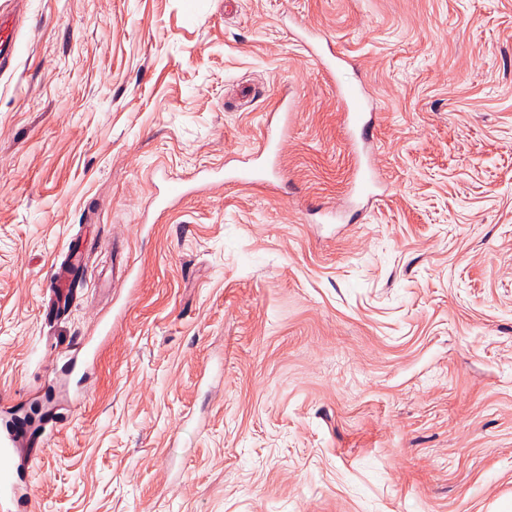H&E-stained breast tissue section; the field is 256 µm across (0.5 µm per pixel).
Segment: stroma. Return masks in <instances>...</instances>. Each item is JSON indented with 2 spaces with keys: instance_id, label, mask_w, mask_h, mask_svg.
Instances as JSON below:
<instances>
[{
  "instance_id": "obj_1",
  "label": "stroma",
  "mask_w": 512,
  "mask_h": 512,
  "mask_svg": "<svg viewBox=\"0 0 512 512\" xmlns=\"http://www.w3.org/2000/svg\"><path fill=\"white\" fill-rule=\"evenodd\" d=\"M282 99L283 175L225 184ZM105 323L77 394L57 356ZM1 398L22 512H512V0H23ZM299 29L297 42L300 49L308 59L316 61L331 78H334L336 69L344 64L343 54L337 51L331 42L317 30L303 23L299 24ZM336 97L344 109L346 124L355 132L364 133L370 120L365 119L368 103L355 84H336Z\"/></svg>"
}]
</instances>
